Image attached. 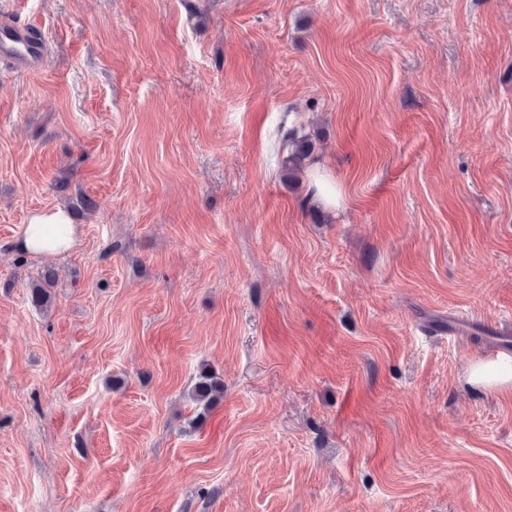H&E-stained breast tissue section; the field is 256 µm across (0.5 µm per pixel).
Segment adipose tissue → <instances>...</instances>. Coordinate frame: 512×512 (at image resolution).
<instances>
[{
  "mask_svg": "<svg viewBox=\"0 0 512 512\" xmlns=\"http://www.w3.org/2000/svg\"><path fill=\"white\" fill-rule=\"evenodd\" d=\"M77 232L60 207L33 213L15 243L17 251L35 256H56L73 249ZM468 384L488 390L512 388V359L480 360L466 370Z\"/></svg>",
  "mask_w": 512,
  "mask_h": 512,
  "instance_id": "ef3b65f1",
  "label": "adipose tissue"
}]
</instances>
